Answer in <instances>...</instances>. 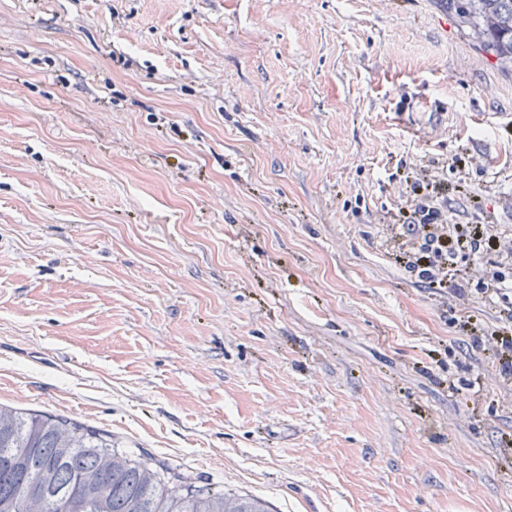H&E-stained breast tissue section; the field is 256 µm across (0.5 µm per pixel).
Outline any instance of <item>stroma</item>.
<instances>
[{
	"instance_id": "obj_1",
	"label": "stroma",
	"mask_w": 512,
	"mask_h": 512,
	"mask_svg": "<svg viewBox=\"0 0 512 512\" xmlns=\"http://www.w3.org/2000/svg\"><path fill=\"white\" fill-rule=\"evenodd\" d=\"M437 0H0V406L273 512H512V76ZM438 194L432 200V205L421 203L414 210L409 211V216L403 214L402 224H420L422 243L413 263L420 276L431 285L445 287L458 272L460 260L475 257L488 249L501 247L497 241L484 238L483 233L476 231L468 236L462 233L459 224H447V212L439 204ZM434 224H440L441 231H434ZM441 276V277H440Z\"/></svg>"
}]
</instances>
